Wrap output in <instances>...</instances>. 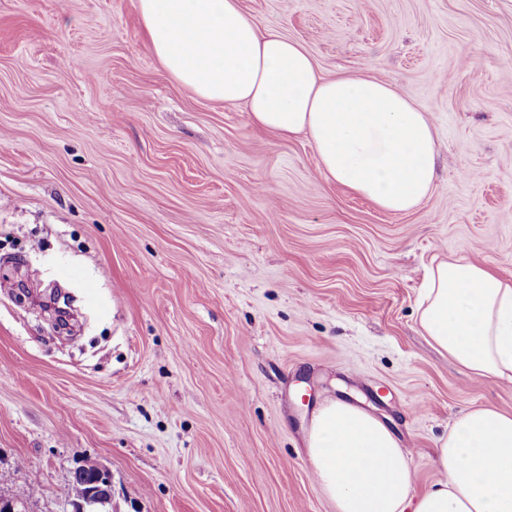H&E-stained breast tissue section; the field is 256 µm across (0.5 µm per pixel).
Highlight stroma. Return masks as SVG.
I'll list each match as a JSON object with an SVG mask.
<instances>
[{
    "label": "stroma",
    "instance_id": "35a3bbf8",
    "mask_svg": "<svg viewBox=\"0 0 512 512\" xmlns=\"http://www.w3.org/2000/svg\"><path fill=\"white\" fill-rule=\"evenodd\" d=\"M321 74L376 76L429 113L437 180L394 215L325 180L310 140L198 98L150 50L137 0H0V494L71 512H335L306 462L346 399L409 451L512 382L418 323L431 265L512 281V0H240ZM74 298L69 332L42 300ZM87 486L88 489L79 479L70 487L72 499L83 496L87 489L85 498L72 502L73 512H86L87 509H93L100 503L109 504L111 502L112 476L103 466H98L92 481Z\"/></svg>",
    "mask_w": 512,
    "mask_h": 512
}]
</instances>
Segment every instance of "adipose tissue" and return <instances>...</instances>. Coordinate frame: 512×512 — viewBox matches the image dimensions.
Masks as SVG:
<instances>
[{
  "instance_id": "obj_1",
  "label": "adipose tissue",
  "mask_w": 512,
  "mask_h": 512,
  "mask_svg": "<svg viewBox=\"0 0 512 512\" xmlns=\"http://www.w3.org/2000/svg\"><path fill=\"white\" fill-rule=\"evenodd\" d=\"M152 53L199 98L245 106L251 123L305 134L322 173L405 214L436 178L439 148L428 114L390 82L323 77L299 43L259 30L239 0H137ZM419 323L470 373L512 381V282L464 257L432 266ZM308 464L336 512H512V414L473 409L439 438L442 474L412 496L408 453L395 433L343 400L320 404Z\"/></svg>"
}]
</instances>
